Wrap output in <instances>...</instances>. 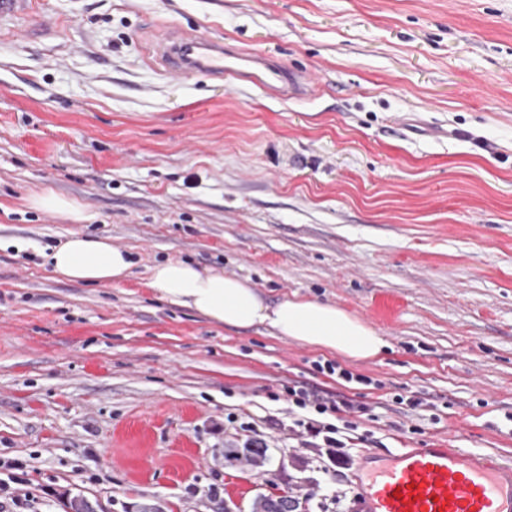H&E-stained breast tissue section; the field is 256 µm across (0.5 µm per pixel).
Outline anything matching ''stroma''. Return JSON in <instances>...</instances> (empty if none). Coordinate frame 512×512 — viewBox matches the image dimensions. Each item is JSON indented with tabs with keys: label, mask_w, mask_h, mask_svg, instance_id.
I'll list each match as a JSON object with an SVG mask.
<instances>
[{
	"label": "stroma",
	"mask_w": 512,
	"mask_h": 512,
	"mask_svg": "<svg viewBox=\"0 0 512 512\" xmlns=\"http://www.w3.org/2000/svg\"><path fill=\"white\" fill-rule=\"evenodd\" d=\"M0 37V478L35 512H251L301 486L348 512L350 470L298 447L288 389L371 378L352 457L428 441L512 464V0H40ZM219 38L314 81L272 100L169 76L164 35ZM50 190L85 215L31 207ZM133 261L119 284L54 278L71 233ZM182 260L271 302L327 301L371 324L355 361L160 300ZM422 407L402 414L393 399ZM266 427L265 483L224 464Z\"/></svg>",
	"instance_id": "stroma-1"
}]
</instances>
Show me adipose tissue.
Masks as SVG:
<instances>
[{
  "mask_svg": "<svg viewBox=\"0 0 512 512\" xmlns=\"http://www.w3.org/2000/svg\"><path fill=\"white\" fill-rule=\"evenodd\" d=\"M44 258L56 277L77 284L120 283L133 266L110 239L71 235ZM159 299L232 329L265 327L271 335L304 342L353 360L378 357L386 341L367 322L335 304L300 296L268 303L248 279L168 260L150 270Z\"/></svg>",
  "mask_w": 512,
  "mask_h": 512,
  "instance_id": "obj_1",
  "label": "adipose tissue"
}]
</instances>
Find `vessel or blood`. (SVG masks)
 <instances>
[{"instance_id": "vessel-or-blood-1", "label": "vessel or blood", "mask_w": 512, "mask_h": 512, "mask_svg": "<svg viewBox=\"0 0 512 512\" xmlns=\"http://www.w3.org/2000/svg\"><path fill=\"white\" fill-rule=\"evenodd\" d=\"M35 13V0H0V34ZM161 49L173 74L201 71L274 98L302 88L298 75L269 58L242 55L220 40L170 37ZM353 479L355 512H512V467L476 460L458 448L424 443L386 456L369 453Z\"/></svg>"}]
</instances>
